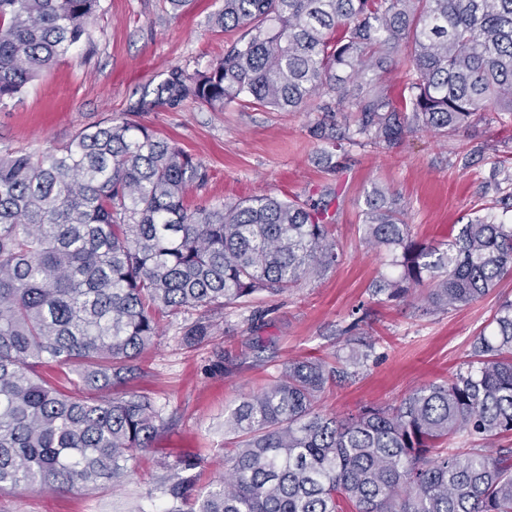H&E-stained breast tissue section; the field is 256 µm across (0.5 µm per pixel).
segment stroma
Masks as SVG:
<instances>
[{
  "mask_svg": "<svg viewBox=\"0 0 512 512\" xmlns=\"http://www.w3.org/2000/svg\"><path fill=\"white\" fill-rule=\"evenodd\" d=\"M223 4L193 0L177 12L169 0H101L89 26L93 50L75 48L0 109V152L37 154L111 118L145 125L191 154L208 173L206 185L191 192L203 205L262 195L305 198L330 183L341 261L286 294L212 310L218 331L199 348L181 343L195 312L166 321L142 356V373L122 386L149 397L166 422L130 475L91 495L5 493L0 512H164L171 464L196 459L199 482L207 484L224 455L225 409L257 392L284 361L345 353L342 331L357 323L358 338L377 336L374 352L356 379L325 393L322 407L341 416L369 403L393 404L448 377L472 337L489 328L502 299L512 298L511 275L449 314L430 312L413 299L377 305L369 285L385 267L361 242L362 212L376 186L390 191L413 237L426 243L446 241L452 225L472 210L496 206L512 193V181L500 176L512 171V121L487 120L448 140L416 132L389 151L353 146L337 156L331 175L320 162L321 144L308 132L317 114L312 106L289 113L234 103L218 112L187 100L131 111L171 68H202L223 54L231 34L208 25ZM262 309L268 315L258 327L251 318ZM228 350L234 355L229 363Z\"/></svg>",
  "mask_w": 512,
  "mask_h": 512,
  "instance_id": "stroma-1",
  "label": "stroma"
}]
</instances>
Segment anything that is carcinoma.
<instances>
[{
  "instance_id": "obj_1",
  "label": "carcinoma",
  "mask_w": 512,
  "mask_h": 512,
  "mask_svg": "<svg viewBox=\"0 0 512 512\" xmlns=\"http://www.w3.org/2000/svg\"><path fill=\"white\" fill-rule=\"evenodd\" d=\"M101 0H0V106L80 44ZM213 27L238 36L202 70L176 67L136 110L191 99L297 112L336 152L389 150L409 133L454 136L512 117V0H224ZM408 79L392 95L384 74ZM207 175L173 140L106 119L38 155L0 153V492L95 493L121 483L164 428L146 396L110 395L142 372L162 321L266 293L341 260L336 191L193 205ZM366 248L389 271L371 296L449 313L512 275V224L473 213L436 244L373 189ZM450 378L342 417L322 395L356 376L374 344L329 362L295 358L224 414V470L195 489L180 460L166 512H512V448L448 441L512 433V300ZM215 325L183 328L188 347Z\"/></svg>"
}]
</instances>
